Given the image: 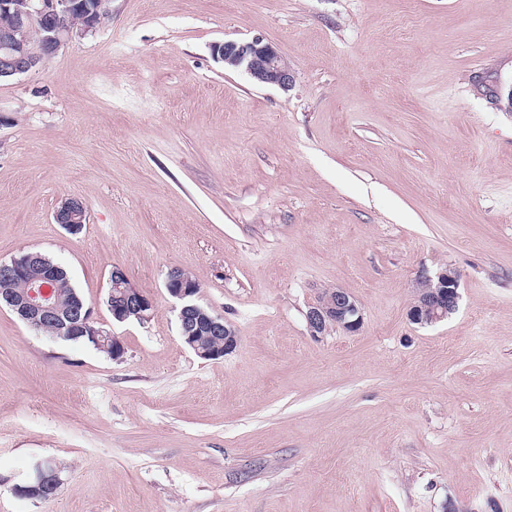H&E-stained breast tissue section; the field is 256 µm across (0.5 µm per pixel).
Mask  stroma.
<instances>
[{
    "instance_id": "35a3bbf8",
    "label": "stroma",
    "mask_w": 512,
    "mask_h": 512,
    "mask_svg": "<svg viewBox=\"0 0 512 512\" xmlns=\"http://www.w3.org/2000/svg\"><path fill=\"white\" fill-rule=\"evenodd\" d=\"M255 38L290 90L213 52ZM511 90L512 0H112L1 82L0 261L63 266L124 354L0 308V512H512ZM445 268L457 311L413 324ZM173 269L233 353L183 341ZM336 288L362 327L313 338ZM47 460L57 496H18ZM53 217L56 224H61L67 230H73L70 225L86 223V208L78 198H67L56 209ZM112 279L116 283L108 294L107 305L113 319L123 322L131 311L140 321L146 319L153 306L151 299L131 283L123 268H112Z\"/></svg>"
}]
</instances>
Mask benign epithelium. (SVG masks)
<instances>
[{
  "mask_svg": "<svg viewBox=\"0 0 512 512\" xmlns=\"http://www.w3.org/2000/svg\"><path fill=\"white\" fill-rule=\"evenodd\" d=\"M112 15V0H0V81L12 79L42 64L43 55L54 56L75 38L92 33L102 20ZM38 18L45 24L44 54L29 49L30 20ZM214 53L233 69L244 70L253 82L289 90L295 80L291 64L273 46L260 39L250 42L226 41L214 47ZM55 223L70 230L74 224L86 223V208L77 198L66 199L54 212ZM56 274V267L40 254H31L22 265L0 262V279L18 282L21 287L0 289V305L7 306L30 329L38 332L53 325L68 336H76L93 320V309L67 311L51 295L47 282ZM114 289L107 305L112 317L123 322L130 314L139 320L148 317L151 299L130 281L121 267L112 269ZM415 301L408 311L409 320L417 325H433L447 319L458 308L459 275L445 268L434 276H423L417 282ZM166 288L180 301V334L196 355L214 360L232 353L240 338L232 325L219 315H210L195 302L197 290L187 286L181 271L169 272ZM310 335H324L330 327L347 332L359 331L363 324L361 310L354 296L341 288L321 293L306 313ZM203 331L224 338L218 348L202 349L196 343ZM60 470L46 462L39 464L35 476L25 486L16 487L23 497L49 500L60 486Z\"/></svg>",
  "mask_w": 512,
  "mask_h": 512,
  "instance_id": "benign-epithelium-1",
  "label": "benign epithelium"
}]
</instances>
